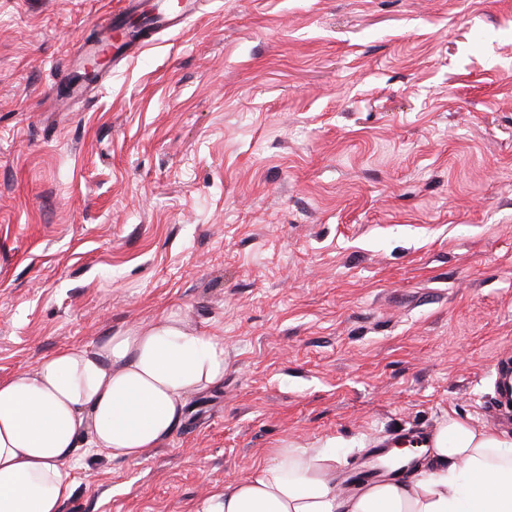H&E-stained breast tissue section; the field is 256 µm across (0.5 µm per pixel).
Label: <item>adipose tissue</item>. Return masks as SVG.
<instances>
[{
	"mask_svg": "<svg viewBox=\"0 0 512 512\" xmlns=\"http://www.w3.org/2000/svg\"><path fill=\"white\" fill-rule=\"evenodd\" d=\"M224 380V341L174 306L150 324L65 348L0 379V512H60L80 444L136 461L185 421L191 399ZM328 445H287L201 512H512V434L448 417L410 478L339 496Z\"/></svg>",
	"mask_w": 512,
	"mask_h": 512,
	"instance_id": "adipose-tissue-1",
	"label": "adipose tissue"
}]
</instances>
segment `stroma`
<instances>
[{
	"label": "stroma",
	"instance_id": "1",
	"mask_svg": "<svg viewBox=\"0 0 512 512\" xmlns=\"http://www.w3.org/2000/svg\"><path fill=\"white\" fill-rule=\"evenodd\" d=\"M124 0H0V379L173 306L222 385L132 462L75 455L61 512H201L271 449L489 409L512 361V0H201L104 82Z\"/></svg>",
	"mask_w": 512,
	"mask_h": 512
}]
</instances>
